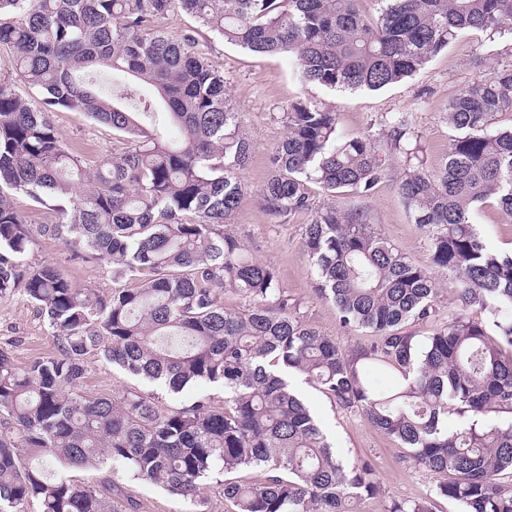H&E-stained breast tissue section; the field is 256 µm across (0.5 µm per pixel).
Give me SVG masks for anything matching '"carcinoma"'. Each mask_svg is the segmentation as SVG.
<instances>
[{"label": "carcinoma", "instance_id": "obj_1", "mask_svg": "<svg viewBox=\"0 0 512 512\" xmlns=\"http://www.w3.org/2000/svg\"><path fill=\"white\" fill-rule=\"evenodd\" d=\"M374 20L357 0H0V48L14 56L24 98L0 80V298L21 290L43 314L58 355L19 365L0 350V512H112V492L29 464L106 465L117 479L157 484L194 499L224 477L235 512H350L381 487L366 460L329 443L285 374L299 373L342 411L359 412L408 451L415 466L445 476L434 496L459 512H512V253L491 247L473 223L496 199L512 218V127L489 130L512 109V63L460 87L448 101L454 131L442 164L417 157L408 118L391 115L378 135L343 138L336 113L300 98L269 157L261 197L279 219L312 210L308 183L328 195L368 196L390 152L407 168L397 189L413 222L437 227L430 265L414 263L364 210H317L304 234L315 291L370 346L345 351L306 325L274 266L248 254L227 229L250 158L241 113L224 75L195 41L156 23L180 10L224 41L298 62L302 81L328 89L380 90L413 76L462 31L512 35V0H378ZM131 76L150 91L105 93L85 73ZM161 104L180 139L140 117ZM80 111L112 127L118 146L94 169L59 137L49 114ZM60 202L59 220L32 228L13 202ZM74 257L112 263V291L78 288L25 257L33 233ZM452 273L467 312L420 346L405 330L431 318L438 274ZM244 300L224 307L221 293ZM100 354L127 373L178 392L224 385V405L201 394L177 410L147 394L84 395L83 360ZM384 372L395 385L371 380ZM259 470V483L240 474ZM389 512H433L432 500L393 502Z\"/></svg>", "mask_w": 512, "mask_h": 512}]
</instances>
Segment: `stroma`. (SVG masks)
Segmentation results:
<instances>
[{
    "mask_svg": "<svg viewBox=\"0 0 512 512\" xmlns=\"http://www.w3.org/2000/svg\"><path fill=\"white\" fill-rule=\"evenodd\" d=\"M158 25L172 39L194 38L209 64L223 72L231 102L244 118L251 155L240 174L244 195L230 221L231 232L253 257L275 267L282 288L305 324L334 338L344 350L369 346L371 336L362 329L341 326L334 306L318 298L314 291L315 274L303 246L304 228L312 218L311 212L275 219L260 198V189L269 174V156L286 132L283 114L290 103L305 98L336 112L341 135L356 136L381 128L393 113H406L420 137L427 167L435 168L442 163L452 134L446 119L449 96L460 86L486 76L492 67L511 63L512 38L467 32L410 79L379 91L351 92L305 85L295 61L280 55H258L227 44L182 12L169 13ZM52 121L88 168H95L111 156L115 143L111 127L77 111L53 113ZM402 172V159H393L389 178L367 197L340 193L332 198L318 184H310L311 203L313 209L332 204L345 211L366 210L374 228L391 244L426 266L430 263L429 239L433 231L412 222L396 186ZM473 222L495 249L512 250V222L496 201L479 206ZM72 254V248L60 241L38 236L28 250L26 262L35 267L50 261L76 286L104 292L111 289V264L83 262L73 259ZM0 348L8 350L19 364L57 352L56 338L38 308L23 293L0 299ZM84 366L82 390L90 397L109 398L131 389L151 394L164 408L190 404L201 392L214 404L224 402V387L220 384L206 385L201 391L187 388L175 393L164 385L129 375L97 355L87 356ZM290 382L340 453L351 460L369 461L380 481L381 494L353 503L352 512H387L392 502L432 496L437 475L414 466L400 445L372 428L361 414L337 408L303 375H291ZM112 512H234V507L225 500L221 483L214 479L207 481L200 499L194 501L157 485L126 481L121 492L112 495Z\"/></svg>",
    "mask_w": 512,
    "mask_h": 512,
    "instance_id": "1",
    "label": "stroma"
}]
</instances>
